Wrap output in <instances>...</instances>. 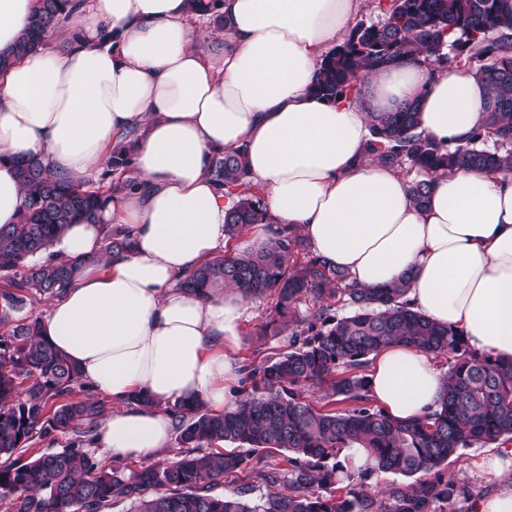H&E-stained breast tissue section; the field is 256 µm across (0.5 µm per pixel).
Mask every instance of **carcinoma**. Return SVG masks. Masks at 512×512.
I'll use <instances>...</instances> for the list:
<instances>
[{
  "label": "carcinoma",
  "instance_id": "cac0c4a2",
  "mask_svg": "<svg viewBox=\"0 0 512 512\" xmlns=\"http://www.w3.org/2000/svg\"><path fill=\"white\" fill-rule=\"evenodd\" d=\"M223 0H188L190 13L224 28ZM377 20L355 24L324 55L313 92L327 102H360L367 76L404 58L475 70L489 89L482 126L454 148L418 131L417 100L391 112L369 113L366 154L413 175L410 194L423 206L433 177L457 171L512 173V0H373ZM72 0H37L29 26L0 54V72L54 40ZM24 202L15 224L0 226V319L34 297L60 294L100 256L127 252L130 229L116 225L101 255L71 263L38 261L68 225L93 222L117 195L136 187L130 146L112 150L99 184L57 174L38 160L15 162ZM210 176L234 199L225 215L231 239L269 219L248 178L245 151L213 156ZM205 295L235 287L247 300L276 297L262 335L288 333V347L260 362L244 360L241 395L222 413L199 398L167 406L180 458L138 470L102 464L90 451L110 407L82 382L78 368L42 336L41 317H20L0 335V508L3 512H476L478 494L448 479V463L474 445L512 443V362L470 353L460 333L412 310L399 282L362 288L314 256L295 229L279 224L256 250L226 251L178 280ZM308 301L306 312L297 304ZM351 314L338 316L335 305ZM401 342L451 354L445 395L433 413L398 421L372 405L366 368L380 348ZM327 388L320 407L302 389ZM70 435L57 452L24 459L37 440ZM230 443L231 450L213 445ZM345 448H360L368 463L348 468ZM287 451L280 468L273 451ZM392 472L413 478L374 492L369 480ZM244 475L233 497L212 493L215 482ZM283 487L252 497L261 486Z\"/></svg>",
  "mask_w": 512,
  "mask_h": 512
}]
</instances>
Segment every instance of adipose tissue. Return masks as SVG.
I'll list each match as a JSON object with an SVG mask.
<instances>
[{
  "mask_svg": "<svg viewBox=\"0 0 512 512\" xmlns=\"http://www.w3.org/2000/svg\"><path fill=\"white\" fill-rule=\"evenodd\" d=\"M35 3L0 0V51ZM360 3L224 0L223 38L198 42L186 0H81L58 32L68 51L41 47L0 73V225L16 223L23 203L16 160L80 180L138 132L139 189L53 247L66 260L98 253L112 224L132 227L131 250L86 268L41 319L115 406L97 432L105 458L158 457L173 431L168 403L199 397L223 409L241 376L246 299L175 286L226 247L256 249L268 236L224 233L233 201L209 169L225 149L244 148L271 223L291 225L314 255L363 288L406 282L413 308L460 332L470 352L512 361V174L438 176L419 207L408 177L365 152L369 113L414 98L424 135L466 142L488 88L470 69L405 59L370 75L364 102L317 99L314 75ZM368 379L371 399L399 420L436 409L445 384L432 354L403 343L376 354ZM472 466L495 481L477 512H512V449H486Z\"/></svg>",
  "mask_w": 512,
  "mask_h": 512,
  "instance_id": "obj_1",
  "label": "adipose tissue"
}]
</instances>
